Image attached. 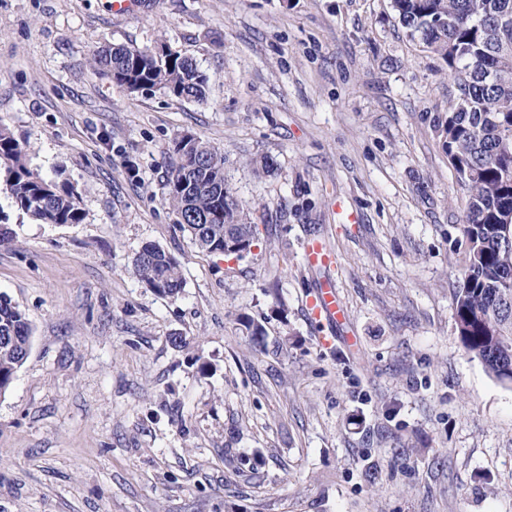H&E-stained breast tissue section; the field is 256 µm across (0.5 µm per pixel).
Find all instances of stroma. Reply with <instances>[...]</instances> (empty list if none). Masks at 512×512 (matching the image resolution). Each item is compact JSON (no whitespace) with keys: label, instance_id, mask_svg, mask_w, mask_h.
<instances>
[{"label":"stroma","instance_id":"obj_1","mask_svg":"<svg viewBox=\"0 0 512 512\" xmlns=\"http://www.w3.org/2000/svg\"><path fill=\"white\" fill-rule=\"evenodd\" d=\"M163 43L205 101L92 64ZM452 92L392 0H0V123L85 213L40 224L0 186V293L33 327L0 398V512H512V384L454 318L464 194L434 131ZM186 132L256 210L244 257L200 251L165 201ZM311 238L333 267L306 265ZM147 243L180 261L178 298L134 274ZM326 277L331 351L306 307Z\"/></svg>","mask_w":512,"mask_h":512}]
</instances>
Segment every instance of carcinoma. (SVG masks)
Masks as SVG:
<instances>
[{
  "instance_id": "cac0c4a2",
  "label": "carcinoma",
  "mask_w": 512,
  "mask_h": 512,
  "mask_svg": "<svg viewBox=\"0 0 512 512\" xmlns=\"http://www.w3.org/2000/svg\"><path fill=\"white\" fill-rule=\"evenodd\" d=\"M412 40L444 61L454 93L435 130L465 191L463 235L467 259L454 292L456 328L466 350L501 382H512V0H393ZM95 70L131 93L163 90L205 98L207 78L197 61L168 45L156 50L120 46L93 54ZM179 161L166 201L193 244L241 258L251 251L256 225L250 209L224 180V153L198 137L174 142ZM0 181L11 206L42 224H79L84 212L68 181L47 180L28 166L26 152L0 125ZM134 273L156 294L176 298L184 288L181 264L146 244ZM252 341L264 344L263 324L237 318ZM33 328L25 312L0 293V397L27 359Z\"/></svg>"
}]
</instances>
